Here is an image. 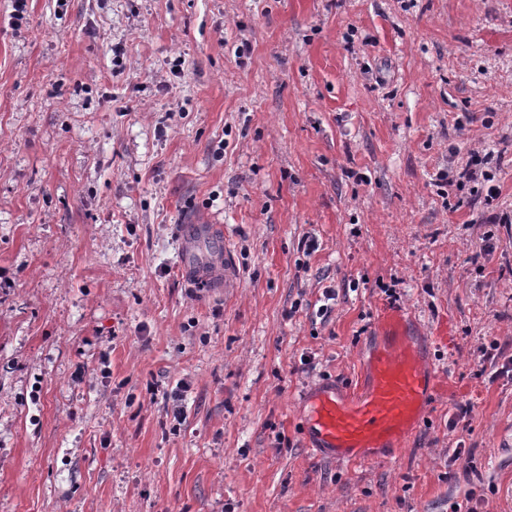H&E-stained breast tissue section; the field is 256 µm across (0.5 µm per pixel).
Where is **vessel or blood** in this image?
Listing matches in <instances>:
<instances>
[{"instance_id": "b4317fda", "label": "vessel or blood", "mask_w": 512, "mask_h": 512, "mask_svg": "<svg viewBox=\"0 0 512 512\" xmlns=\"http://www.w3.org/2000/svg\"><path fill=\"white\" fill-rule=\"evenodd\" d=\"M221 228L197 220L179 227L180 269L189 279L211 280L222 255L213 250ZM438 379L422 340L403 313L383 316L382 344L370 362V384L354 396L320 386L307 399V445L332 462L374 460L399 448L431 406Z\"/></svg>"}]
</instances>
